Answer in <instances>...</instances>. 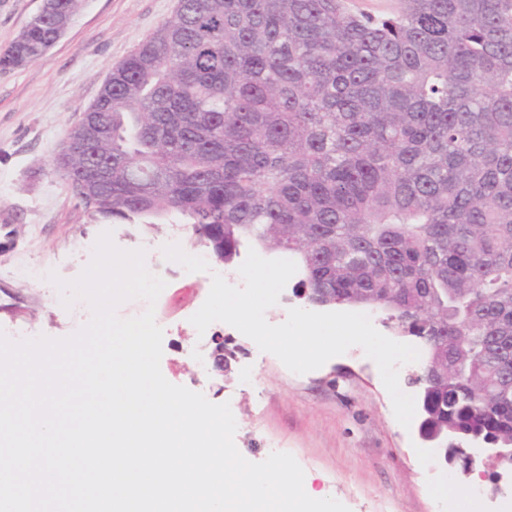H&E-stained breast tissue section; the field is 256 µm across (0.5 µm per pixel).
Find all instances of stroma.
Wrapping results in <instances>:
<instances>
[{"instance_id":"1","label":"stroma","mask_w":512,"mask_h":512,"mask_svg":"<svg viewBox=\"0 0 512 512\" xmlns=\"http://www.w3.org/2000/svg\"><path fill=\"white\" fill-rule=\"evenodd\" d=\"M178 0H85L67 33L40 59L0 69V332L21 341L64 339L89 322L86 300L64 306L57 280L77 279L102 233L124 251L144 253L146 268L166 286L154 304L167 325L160 368L165 379L229 403L234 443L253 462L291 454L313 489L349 512H443L436 489L465 484L461 459L439 456L420 430L401 426L376 363L349 348L305 374L224 322L197 333L190 318L205 302L207 273H186L168 260L169 244L195 252L189 225L176 218L152 228L91 220L68 183L53 171L67 129L97 98L111 66L145 41ZM41 0H0V50L38 11ZM233 357L218 371L213 336ZM482 475L478 512H512V491L491 496L494 469L473 451Z\"/></svg>"}]
</instances>
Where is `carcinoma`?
<instances>
[{"label":"carcinoma","instance_id":"cac0c4a2","mask_svg":"<svg viewBox=\"0 0 512 512\" xmlns=\"http://www.w3.org/2000/svg\"><path fill=\"white\" fill-rule=\"evenodd\" d=\"M83 0L0 52L41 58ZM178 0L112 68L53 171L111 180L90 219L175 214L231 264L295 260L309 303L368 307L426 352L424 427L512 442V0ZM354 12L371 15H390L400 10V0H345Z\"/></svg>","mask_w":512,"mask_h":512}]
</instances>
